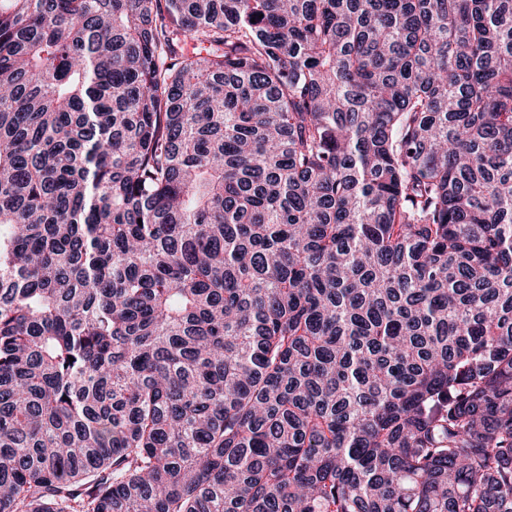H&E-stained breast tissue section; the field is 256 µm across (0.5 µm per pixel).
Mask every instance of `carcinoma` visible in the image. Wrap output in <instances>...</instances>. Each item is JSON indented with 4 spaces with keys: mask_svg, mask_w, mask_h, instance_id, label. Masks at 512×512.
<instances>
[{
    "mask_svg": "<svg viewBox=\"0 0 512 512\" xmlns=\"http://www.w3.org/2000/svg\"><path fill=\"white\" fill-rule=\"evenodd\" d=\"M0 512H512V0H0Z\"/></svg>",
    "mask_w": 512,
    "mask_h": 512,
    "instance_id": "obj_1",
    "label": "carcinoma"
}]
</instances>
